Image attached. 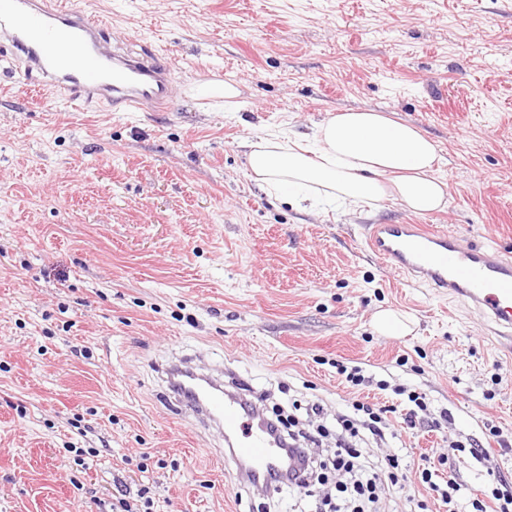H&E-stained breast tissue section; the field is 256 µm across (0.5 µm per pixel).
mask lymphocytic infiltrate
I'll return each instance as SVG.
<instances>
[{
    "mask_svg": "<svg viewBox=\"0 0 512 512\" xmlns=\"http://www.w3.org/2000/svg\"><path fill=\"white\" fill-rule=\"evenodd\" d=\"M336 423L340 430L336 434L334 456L329 461L312 457L310 453L311 446L318 444L321 431L292 434L287 438L288 476L279 487L285 496L295 497L311 484L323 482L331 469L350 476L349 482L339 486L340 501L328 497L315 499L307 503L305 512H367L368 504L376 500L378 483L387 480L395 485L408 478L407 473L399 469L398 455L388 456L384 466L375 469L362 460L357 448L358 442L364 440L386 441L388 423L382 409L357 403L352 414L337 415Z\"/></svg>",
    "mask_w": 512,
    "mask_h": 512,
    "instance_id": "f902f5d3",
    "label": "lymphocytic infiltrate"
}]
</instances>
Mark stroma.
I'll list each match as a JSON object with an SVG mask.
<instances>
[{
    "label": "stroma",
    "instance_id": "obj_1",
    "mask_svg": "<svg viewBox=\"0 0 512 512\" xmlns=\"http://www.w3.org/2000/svg\"><path fill=\"white\" fill-rule=\"evenodd\" d=\"M68 5L107 19L105 46L170 59L174 90L160 110H81L50 92L33 108L24 74L0 71V512H112L118 476L151 512H287L232 456L212 461L214 430L182 420L157 370L175 358L310 429L357 401L400 404L398 386L425 393L454 426L389 415L370 460L459 469L457 512L512 480V382L492 379L506 342L363 247L366 225L410 223L512 253V0ZM217 75L239 88L237 111L197 94ZM350 109L436 142L446 209H301L256 187L245 139L309 134ZM382 310L407 331L380 335ZM340 362L374 385L351 386ZM317 400L327 418L307 416ZM470 437L487 458L449 456ZM378 495L381 512L451 508L417 482Z\"/></svg>",
    "mask_w": 512,
    "mask_h": 512
}]
</instances>
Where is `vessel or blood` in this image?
I'll list each match as a JSON object with an SVG mask.
<instances>
[{
	"label": "vessel or blood",
	"instance_id": "vessel-or-blood-1",
	"mask_svg": "<svg viewBox=\"0 0 512 512\" xmlns=\"http://www.w3.org/2000/svg\"><path fill=\"white\" fill-rule=\"evenodd\" d=\"M102 30L98 20L63 0H0V40L14 48L26 70L42 74L44 88L70 103L106 101L115 112L146 104L163 108L172 93L171 65L151 50L137 56L106 51ZM364 247L409 285L452 296L476 311L492 333L512 341L511 255L424 224L368 225ZM167 375L184 420L209 422L231 439L229 449H212L213 457L231 454L256 488L279 471L281 450L251 405L191 367L175 365Z\"/></svg>",
	"mask_w": 512,
	"mask_h": 512
}]
</instances>
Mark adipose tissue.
I'll return each instance as SVG.
<instances>
[{"label": "adipose tissue", "instance_id": "adipose-tissue-1", "mask_svg": "<svg viewBox=\"0 0 512 512\" xmlns=\"http://www.w3.org/2000/svg\"><path fill=\"white\" fill-rule=\"evenodd\" d=\"M250 176L293 205L349 208L394 199L415 213L448 204L436 144L414 125L375 111L329 115L312 135L269 133L248 141Z\"/></svg>", "mask_w": 512, "mask_h": 512}]
</instances>
